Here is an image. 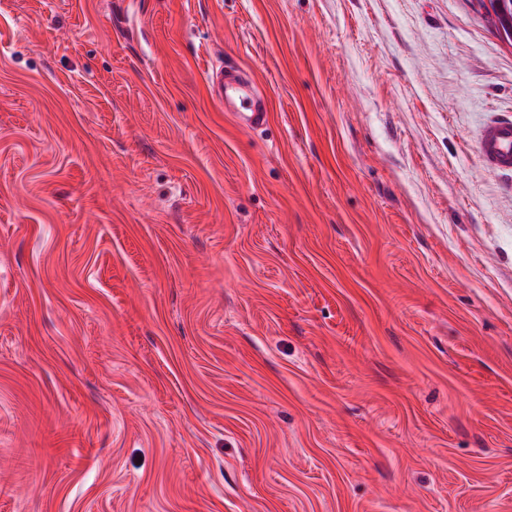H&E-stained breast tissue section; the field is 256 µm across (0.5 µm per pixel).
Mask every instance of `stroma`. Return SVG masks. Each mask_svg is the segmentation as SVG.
<instances>
[{"label":"stroma","mask_w":512,"mask_h":512,"mask_svg":"<svg viewBox=\"0 0 512 512\" xmlns=\"http://www.w3.org/2000/svg\"><path fill=\"white\" fill-rule=\"evenodd\" d=\"M507 116L471 0H0V512H512ZM212 81L218 88L219 100L224 109L234 110L239 123L255 129L265 124L267 112L263 101L254 93L251 80L242 76L234 67H220L212 75ZM477 150L486 167L512 171V119L487 124L478 138Z\"/></svg>","instance_id":"35a3bbf8"}]
</instances>
